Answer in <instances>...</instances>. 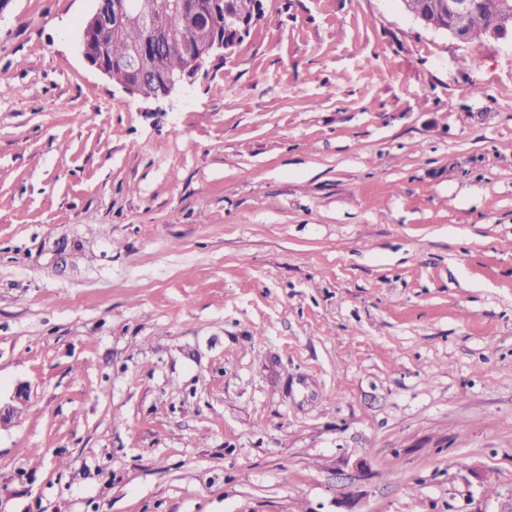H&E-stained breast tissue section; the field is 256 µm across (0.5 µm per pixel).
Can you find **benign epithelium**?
Returning <instances> with one entry per match:
<instances>
[{
	"instance_id": "obj_1",
	"label": "benign epithelium",
	"mask_w": 512,
	"mask_h": 512,
	"mask_svg": "<svg viewBox=\"0 0 512 512\" xmlns=\"http://www.w3.org/2000/svg\"><path fill=\"white\" fill-rule=\"evenodd\" d=\"M404 9L415 21L426 28L445 31L458 41L467 42L466 36L455 26L457 15L480 10L487 0H447L448 12L439 9L433 0H424L414 6V0H401ZM217 7L224 12V34H216L198 49L184 51L189 61L187 68L179 73H158L152 67L148 55L141 46L132 47L121 57H112V32L128 17L138 19L147 31V42L152 46H169L174 33L167 25V16L176 13L184 23L193 28L210 29L217 12L192 11L186 0H98L93 15L86 22L80 39V49L85 61L108 76L127 91L143 97H156L153 87L159 83L166 87L162 97L166 98L179 88L192 84L195 75L211 59L223 58L251 30L246 18L234 14L224 0ZM486 37L501 42L512 49V0H498L496 9L488 17Z\"/></svg>"
}]
</instances>
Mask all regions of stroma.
Returning <instances> with one entry per match:
<instances>
[{
    "mask_svg": "<svg viewBox=\"0 0 512 512\" xmlns=\"http://www.w3.org/2000/svg\"><path fill=\"white\" fill-rule=\"evenodd\" d=\"M262 4L155 100L0 0V512L512 500V52Z\"/></svg>",
    "mask_w": 512,
    "mask_h": 512,
    "instance_id": "obj_1",
    "label": "stroma"
}]
</instances>
